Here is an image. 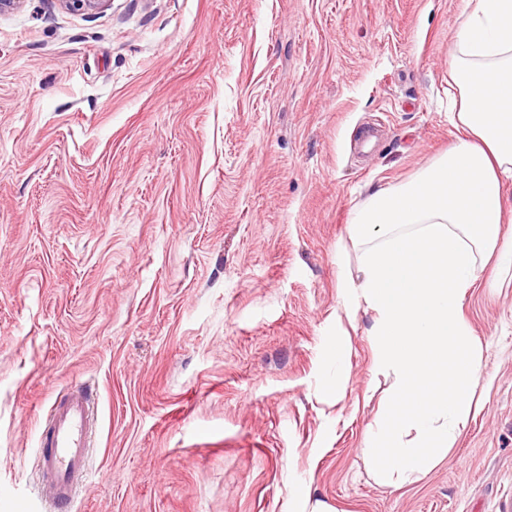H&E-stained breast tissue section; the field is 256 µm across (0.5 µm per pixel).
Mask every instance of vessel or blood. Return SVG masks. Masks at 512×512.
I'll list each match as a JSON object with an SVG mask.
<instances>
[{
	"label": "vessel or blood",
	"mask_w": 512,
	"mask_h": 512,
	"mask_svg": "<svg viewBox=\"0 0 512 512\" xmlns=\"http://www.w3.org/2000/svg\"><path fill=\"white\" fill-rule=\"evenodd\" d=\"M94 419L91 394L81 386L68 389L50 407L37 457L57 512H71L74 494L88 474Z\"/></svg>",
	"instance_id": "1"
}]
</instances>
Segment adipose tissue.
Segmentation results:
<instances>
[{
  "mask_svg": "<svg viewBox=\"0 0 512 512\" xmlns=\"http://www.w3.org/2000/svg\"><path fill=\"white\" fill-rule=\"evenodd\" d=\"M455 144L411 181L374 190L349 236L358 282H344L348 321L373 314V368L393 379L363 454L381 486L408 487L453 446L471 410L482 350L463 319L485 255L504 244L512 184V0H464L450 49Z\"/></svg>",
  "mask_w": 512,
  "mask_h": 512,
  "instance_id": "adipose-tissue-1",
  "label": "adipose tissue"
}]
</instances>
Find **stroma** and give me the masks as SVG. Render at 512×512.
Returning a JSON list of instances; mask_svg holds the SVG:
<instances>
[{"label":"stroma","instance_id":"1","mask_svg":"<svg viewBox=\"0 0 512 512\" xmlns=\"http://www.w3.org/2000/svg\"><path fill=\"white\" fill-rule=\"evenodd\" d=\"M462 0H24L0 14V512H43L54 399L96 392L72 512H512V270L470 288L475 411L410 487L341 317L351 212L455 142ZM348 332L335 382L330 336Z\"/></svg>","mask_w":512,"mask_h":512}]
</instances>
